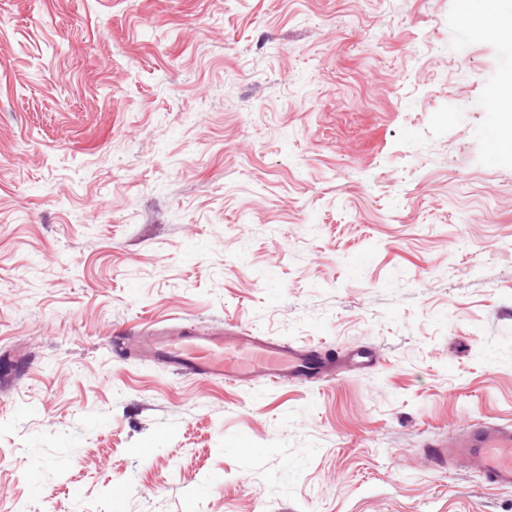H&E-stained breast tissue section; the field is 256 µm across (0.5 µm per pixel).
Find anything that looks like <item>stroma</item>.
I'll use <instances>...</instances> for the list:
<instances>
[{
	"instance_id": "35a3bbf8",
	"label": "stroma",
	"mask_w": 512,
	"mask_h": 512,
	"mask_svg": "<svg viewBox=\"0 0 512 512\" xmlns=\"http://www.w3.org/2000/svg\"><path fill=\"white\" fill-rule=\"evenodd\" d=\"M463 0H0V512H512V46ZM178 317L379 363L116 357ZM222 475L211 487L213 475ZM428 457L437 469L478 463L490 484L512 487V425L485 422L448 441L433 442Z\"/></svg>"
}]
</instances>
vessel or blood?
<instances>
[{
	"label": "vessel or blood",
	"mask_w": 512,
	"mask_h": 512,
	"mask_svg": "<svg viewBox=\"0 0 512 512\" xmlns=\"http://www.w3.org/2000/svg\"><path fill=\"white\" fill-rule=\"evenodd\" d=\"M113 348L119 354L142 353L184 375L233 384L246 379L265 385L290 378L315 380L346 364L367 370L376 362L375 352L368 348L327 359L309 347L258 336L241 326L229 331L200 329L178 319L123 330L115 336ZM428 457L438 469L477 463L490 484L512 487V425H473L450 440L431 443Z\"/></svg>",
	"instance_id": "1"
}]
</instances>
